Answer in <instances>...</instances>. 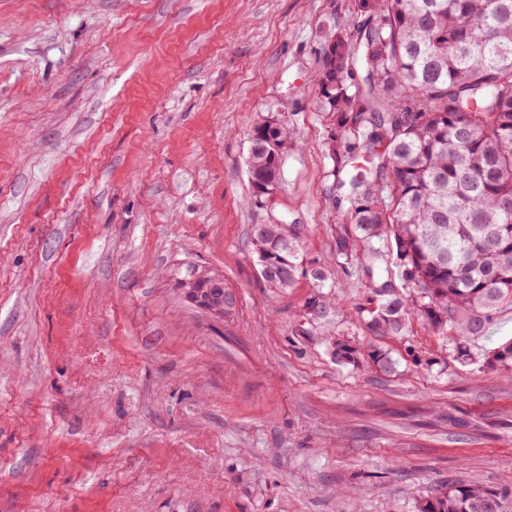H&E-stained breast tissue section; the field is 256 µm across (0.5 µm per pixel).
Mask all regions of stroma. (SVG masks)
I'll return each mask as SVG.
<instances>
[{"label":"stroma","mask_w":512,"mask_h":512,"mask_svg":"<svg viewBox=\"0 0 512 512\" xmlns=\"http://www.w3.org/2000/svg\"><path fill=\"white\" fill-rule=\"evenodd\" d=\"M353 0H0V512H419L449 481L512 491V307L465 346L418 315L375 336L336 263L313 78ZM288 124L255 203L249 133ZM298 224L266 287L255 224ZM223 278L218 318L182 284ZM359 343L358 364L332 355ZM387 353L379 371L370 350ZM312 279L314 281L313 288H318L314 296H311L306 304V308L308 310V315L310 316V320L314 323H321L325 321L331 313L334 311L333 306L328 300V293H324L322 288H335L333 283L326 286L328 281V277L320 270H315L311 273Z\"/></svg>","instance_id":"obj_1"}]
</instances>
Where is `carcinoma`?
Instances as JSON below:
<instances>
[{
    "label": "carcinoma",
    "mask_w": 512,
    "mask_h": 512,
    "mask_svg": "<svg viewBox=\"0 0 512 512\" xmlns=\"http://www.w3.org/2000/svg\"><path fill=\"white\" fill-rule=\"evenodd\" d=\"M355 19L336 26L322 51L318 95L331 131L328 201L340 213L336 259L381 270L394 243L416 311L460 342L512 306V0H354ZM293 129L263 120L250 133L246 166L262 203L281 185ZM296 224H255L256 265L271 288L293 287L302 267ZM306 308L333 312L311 273ZM375 336L403 329L409 309L388 281H375L358 308ZM361 350L336 339L333 355L355 364ZM382 372L395 362L368 352ZM486 368L512 371V341ZM507 491L457 483L420 512H503Z\"/></svg>",
    "instance_id": "1"
}]
</instances>
